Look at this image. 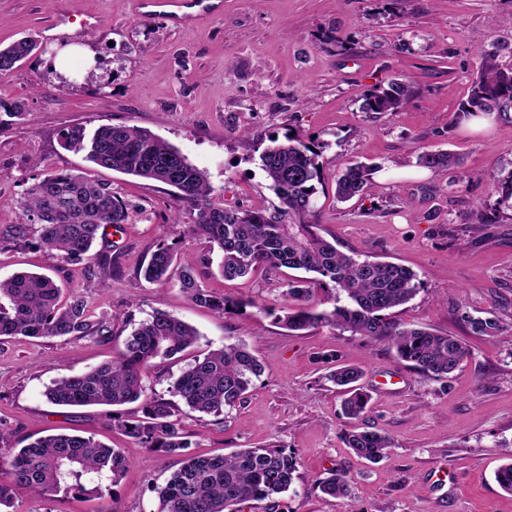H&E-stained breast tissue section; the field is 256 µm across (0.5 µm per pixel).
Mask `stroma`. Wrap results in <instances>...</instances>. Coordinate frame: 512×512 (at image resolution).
Masks as SVG:
<instances>
[{"instance_id": "35a3bbf8", "label": "stroma", "mask_w": 512, "mask_h": 512, "mask_svg": "<svg viewBox=\"0 0 512 512\" xmlns=\"http://www.w3.org/2000/svg\"><path fill=\"white\" fill-rule=\"evenodd\" d=\"M75 25L55 26L57 15ZM93 21L80 29L79 20ZM33 34L41 49L0 77V237L27 226L19 201L47 172L66 168L111 184L133 206L120 228H105L96 253L112 278L87 262H64L37 245L0 252V279L50 276L85 296L107 329L76 339L0 337V427L9 447L48 433H93L121 449L129 465L102 494L19 493L14 512H159L156 493L173 466L112 428L108 406H55L44 392L117 356L125 338L158 310L199 332L191 353L148 370L147 392L174 400L172 384L190 355L244 341L263 372L229 414L181 408L191 453L221 455L277 445L300 458L290 490L248 501L239 512H512L494 480L512 460V344L473 335L466 316H493L512 329V206L498 179L512 174V111L487 127L455 123L459 104L486 62L512 67V0H224L221 15L175 28L136 16L134 0H0V46ZM71 49L67 71L59 52ZM406 77L413 95L398 112H368L365 95ZM21 104L22 116L5 106ZM123 124L149 130L203 171L217 203L275 208L279 199L260 156L271 139L293 134L321 148L317 219L324 237L360 258L415 271L416 296L401 322L461 339L470 357L445 380L397 361L385 343L330 327L292 333L260 313L282 307L289 270L224 279L203 237L172 221L173 188L88 162L63 148L60 132ZM460 160L448 170L417 166L421 151ZM358 160L388 171L367 194L334 196L337 173ZM178 257L205 256V288L234 301L218 312L192 303L177 280L140 274L156 245ZM339 364L360 367L371 396L364 426L388 434L389 455L371 464L343 444L350 422L328 381ZM353 478L350 497L318 483L332 470Z\"/></svg>"}]
</instances>
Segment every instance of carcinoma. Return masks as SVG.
<instances>
[{
	"mask_svg": "<svg viewBox=\"0 0 512 512\" xmlns=\"http://www.w3.org/2000/svg\"><path fill=\"white\" fill-rule=\"evenodd\" d=\"M39 48L31 37L0 47V77ZM411 97L410 83L394 79L366 97L368 112H397ZM512 105V68L486 64L460 103L455 121L481 115H498ZM66 149L84 152L94 164L123 174L161 182L173 189L184 204L189 222L182 231L205 237L221 252L220 273L226 279L258 270L304 271L306 277L287 280L285 296L297 306L279 310L261 308L266 316L291 331L330 326L371 341H385L399 361L419 374L443 380L470 356L460 339L422 327L408 326L393 310L410 301L420 281L409 269L389 261L359 260L336 248L319 232L316 184L321 182L320 152L298 136L271 140L261 162L281 207L270 212L226 208L213 200L206 175L173 145L135 126L101 125L94 130L75 125L62 131ZM416 164L447 168L454 164L447 152L423 151ZM375 168L353 163L337 176L335 197L348 201L363 196ZM33 222L37 245L66 262L87 260L103 227L125 224L130 205L112 192L111 185L91 180L67 169L50 171L30 185L20 202ZM177 261L173 247L157 246L144 269L146 281L160 282ZM206 263L193 258L180 262V288L191 302L223 312L230 302L201 285ZM320 289L330 310H317L312 290ZM0 336L45 338L85 336L100 332L85 300L74 294L62 299L55 281L38 273L21 272L0 280ZM476 336L503 335L494 317H466ZM198 331L190 324L158 310L140 322L126 338L121 353L80 375L62 378L47 387V401L55 406L103 405L121 407L143 400L141 414L112 416V428L143 448L177 459L165 485L157 489L160 512H237L246 501L270 500L289 491L298 469L295 452L277 447L244 448L229 455L191 456V442L180 428L178 409L159 396H147L145 374L156 360L172 359L192 347ZM262 367L242 341L196 356L173 382L174 394L192 411L220 416L240 404ZM363 371L339 365L329 380L342 390L341 411L359 420L367 412L370 395L359 384ZM345 447L370 463H378L393 448L392 439L378 430L353 428L345 433ZM128 466L119 448L93 435L49 434L7 451L0 467V510L10 508L16 493L26 490L49 498L61 489L86 495L101 493L102 483L117 484ZM353 478L341 470L319 483L321 492L334 498L351 495Z\"/></svg>",
	"mask_w": 512,
	"mask_h": 512,
	"instance_id": "1",
	"label": "carcinoma"
}]
</instances>
